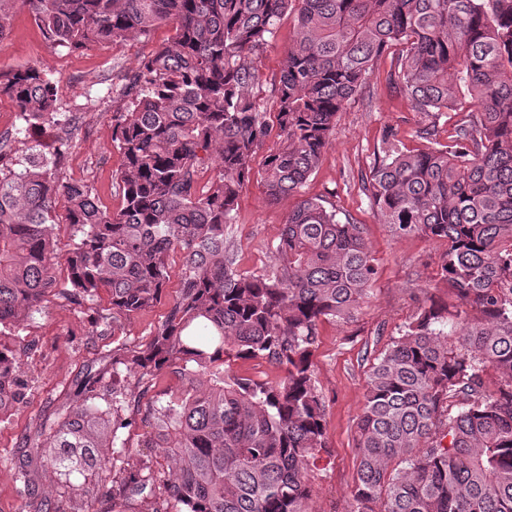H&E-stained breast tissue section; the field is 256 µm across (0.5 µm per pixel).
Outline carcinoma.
Segmentation results:
<instances>
[{
	"label": "carcinoma",
	"instance_id": "1",
	"mask_svg": "<svg viewBox=\"0 0 512 512\" xmlns=\"http://www.w3.org/2000/svg\"><path fill=\"white\" fill-rule=\"evenodd\" d=\"M19 4L70 50L160 25L174 34L112 96L123 156L112 213L61 172L77 146L72 120L51 154L29 141L58 113V80L34 64L0 70V96L20 121L19 148L0 136V327L50 297L81 306L103 294L98 324L114 325L162 303L174 252L182 281L153 336L112 349V381L86 373L83 402L20 439L37 460L16 473L20 512H114L131 498L155 500V512H314L312 467L327 453L319 327L353 316L376 269L363 225L299 193L336 114L385 56L386 83L415 111L465 116L446 144L435 124L411 150L386 130L362 177L394 236L448 242L437 262L448 300H430L370 367L348 512H512V0H0V43ZM289 10L297 32L271 119L259 58ZM271 138L268 199L297 200L275 246L280 264L241 272L224 232ZM60 209L78 237L62 278L47 232ZM23 356L0 349V415L23 396ZM239 359H265L284 377L233 374ZM164 370L182 388L141 407ZM140 422L166 451L129 470L136 449L121 434ZM46 476L64 487L53 505L35 494Z\"/></svg>",
	"mask_w": 512,
	"mask_h": 512
}]
</instances>
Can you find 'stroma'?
<instances>
[{"label": "stroma", "instance_id": "35a3bbf8", "mask_svg": "<svg viewBox=\"0 0 512 512\" xmlns=\"http://www.w3.org/2000/svg\"><path fill=\"white\" fill-rule=\"evenodd\" d=\"M172 34L171 27L161 26L147 38L70 51L47 41L21 6L0 49V69L36 63L57 79L58 110L75 117L78 141L64 159L63 174L92 185L108 211L122 205L115 174L123 158L112 142V86ZM295 35L293 17L284 15L260 57L265 76L262 95L271 113L276 110L272 83ZM389 67V59H382L368 75L364 94L338 112L321 160L302 189L305 196L334 202L341 216L363 225L377 267L370 295L353 318L330 319L320 326L313 363L316 385L326 403L327 452L313 471L315 512H347L357 470L356 423L374 359L414 319L427 297L446 296V286L436 276L446 241L394 237L380 223L362 183L387 128H395L405 146L414 149L420 145L417 130L432 123L429 116L412 110L404 94L387 87ZM292 205L288 198L269 200L257 176L242 190L235 221L228 229L238 270L253 272L274 265V247ZM96 309L91 302L76 306L55 297L45 312L25 316L0 332V347L25 348L23 372L35 379L22 403L0 420V512H19L23 502L15 482L22 459L20 436L45 422L57 406L79 402L77 383L86 369L106 367L105 357L117 345L145 343L167 311L166 305H157L122 320L111 333L92 330Z\"/></svg>", "mask_w": 512, "mask_h": 512}]
</instances>
